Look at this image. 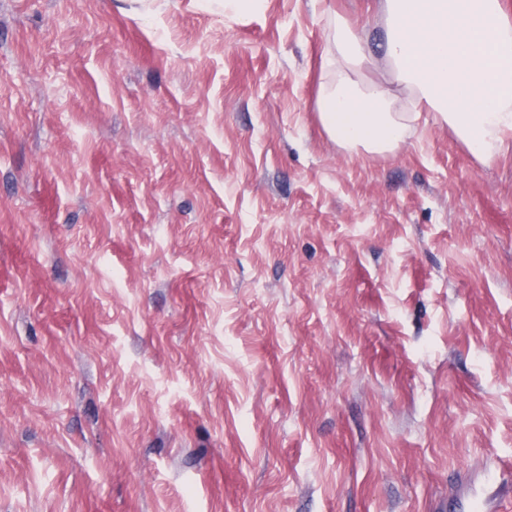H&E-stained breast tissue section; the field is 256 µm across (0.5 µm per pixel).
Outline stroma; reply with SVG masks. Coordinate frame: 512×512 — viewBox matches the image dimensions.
Instances as JSON below:
<instances>
[{
	"instance_id": "1",
	"label": "stroma",
	"mask_w": 512,
	"mask_h": 512,
	"mask_svg": "<svg viewBox=\"0 0 512 512\" xmlns=\"http://www.w3.org/2000/svg\"><path fill=\"white\" fill-rule=\"evenodd\" d=\"M331 12L0 0V512H512V138L338 147Z\"/></svg>"
}]
</instances>
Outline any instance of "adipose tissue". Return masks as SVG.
<instances>
[{"instance_id": "adipose-tissue-1", "label": "adipose tissue", "mask_w": 512, "mask_h": 512, "mask_svg": "<svg viewBox=\"0 0 512 512\" xmlns=\"http://www.w3.org/2000/svg\"><path fill=\"white\" fill-rule=\"evenodd\" d=\"M378 47L388 78L364 76L371 56L362 37L335 18L318 115L348 151L399 150L429 107L480 162L499 161L512 136V12L505 0H380ZM410 106H402L401 94Z\"/></svg>"}]
</instances>
